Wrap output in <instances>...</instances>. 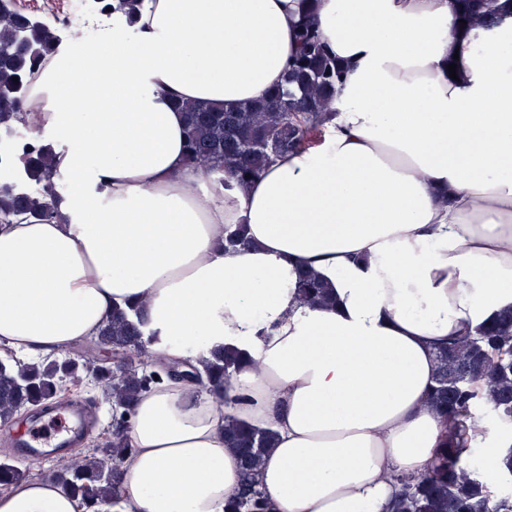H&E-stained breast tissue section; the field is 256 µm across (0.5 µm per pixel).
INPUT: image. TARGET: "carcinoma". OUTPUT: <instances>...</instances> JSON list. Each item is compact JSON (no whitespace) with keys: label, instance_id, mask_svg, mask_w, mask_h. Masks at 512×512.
<instances>
[{"label":"carcinoma","instance_id":"carcinoma-1","mask_svg":"<svg viewBox=\"0 0 512 512\" xmlns=\"http://www.w3.org/2000/svg\"><path fill=\"white\" fill-rule=\"evenodd\" d=\"M496 0H460L461 19L474 26L490 19ZM94 7L129 17L141 0H94ZM300 51L285 66V85L265 99L224 106L197 102L183 104L186 114V158L207 172L228 171L241 185L245 175L256 176L277 158L309 146L314 133L324 128L326 111L333 108L343 69L322 41L311 19L299 29ZM60 42L58 28L13 8L0 7V133L10 135L29 126L28 112L20 107L29 84ZM18 80H13V77ZM16 177L0 180V224L36 218L50 222L59 215L64 184L50 180V146L30 136L10 153ZM252 244L242 227L227 232L225 245ZM300 300L310 306L334 304L328 284L313 270H300L296 282ZM146 319L144 306L117 307L96 333L97 355L67 353L56 357L0 360V419L26 411L42 413L65 393L62 380L80 387L90 379L112 409L111 428L91 451L53 471L57 485L77 498L84 512H112V498L120 490V465L133 452L127 430L141 393L155 383L141 361ZM435 385L430 400L450 420L454 441L438 454L431 473L401 480L392 512H512V446L501 449L498 479L491 485L483 465L474 463L476 449L462 453L466 418L483 409L499 422L512 426V310L480 328L472 336L448 341L437 350ZM248 364L246 356L229 346L212 352L198 372L211 394L231 405L238 397L228 389L236 373ZM224 439L240 457L243 483L224 512H268L257 480L274 434L240 423L226 415ZM27 476V469L0 461V487Z\"/></svg>","mask_w":512,"mask_h":512}]
</instances>
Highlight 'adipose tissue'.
I'll return each instance as SVG.
<instances>
[{"instance_id": "obj_1", "label": "adipose tissue", "mask_w": 512, "mask_h": 512, "mask_svg": "<svg viewBox=\"0 0 512 512\" xmlns=\"http://www.w3.org/2000/svg\"><path fill=\"white\" fill-rule=\"evenodd\" d=\"M307 17L345 66L322 142L243 189L189 165L175 101L265 98ZM459 20L457 0H143L41 66L31 122L68 190L60 219L0 224V340L60 352L144 299L150 358L260 364L228 407L186 379L143 393L112 512H224L228 414L276 434V512H388L431 470L435 349L512 307V12ZM236 224L250 250L225 249ZM303 265L335 306L299 303ZM0 512L82 508L37 479Z\"/></svg>"}]
</instances>
